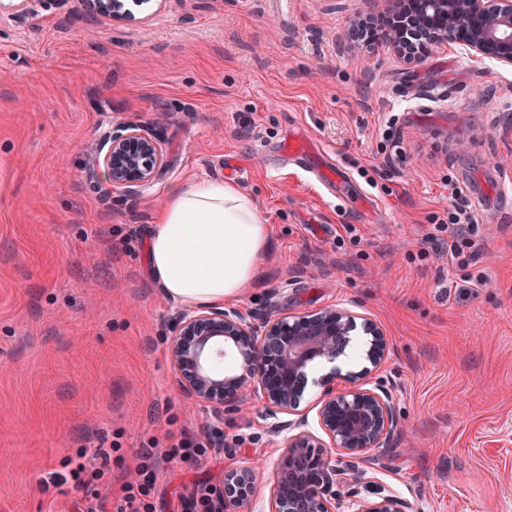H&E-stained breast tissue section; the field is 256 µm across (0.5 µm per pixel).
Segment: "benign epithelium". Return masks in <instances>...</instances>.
Listing matches in <instances>:
<instances>
[{
    "mask_svg": "<svg viewBox=\"0 0 512 512\" xmlns=\"http://www.w3.org/2000/svg\"><path fill=\"white\" fill-rule=\"evenodd\" d=\"M92 18L130 20L124 0H80ZM410 23L430 44L459 43L475 56L512 65V0H418ZM168 168L161 125L117 122L88 166L97 187L139 194ZM364 338L366 365L342 371L339 361L355 332ZM232 358L216 374V350ZM168 357L182 395L222 421L248 400L283 434V455L269 490L270 512H410L392 491L364 496L356 488L367 471H352L371 452L392 446L394 388L373 375L390 353L383 328L352 308L329 305L292 315H257L235 306L180 313L171 324ZM316 427L308 426L307 410ZM253 468L243 464L210 486L212 512H249L256 494Z\"/></svg>",
    "mask_w": 512,
    "mask_h": 512,
    "instance_id": "benign-epithelium-1",
    "label": "benign epithelium"
}]
</instances>
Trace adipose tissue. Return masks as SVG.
Segmentation results:
<instances>
[{"mask_svg": "<svg viewBox=\"0 0 512 512\" xmlns=\"http://www.w3.org/2000/svg\"><path fill=\"white\" fill-rule=\"evenodd\" d=\"M269 237L254 200L236 184L172 186L148 240L151 277L178 305H223L253 287Z\"/></svg>", "mask_w": 512, "mask_h": 512, "instance_id": "adipose-tissue-1", "label": "adipose tissue"}]
</instances>
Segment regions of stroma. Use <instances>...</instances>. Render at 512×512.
<instances>
[{"mask_svg": "<svg viewBox=\"0 0 512 512\" xmlns=\"http://www.w3.org/2000/svg\"><path fill=\"white\" fill-rule=\"evenodd\" d=\"M0 0V512H69L53 484L78 448H108L120 489L168 433L210 427L218 460L161 467L157 512L197 479L255 464L251 512H268L281 438L261 416L221 422L182 397L167 347L180 306L148 272L144 243L174 183L226 179L268 220L260 314L345 304L392 351L398 435L374 483L413 512H512V68L448 44L408 65L385 44L339 52L352 19L390 0H145L133 21L60 22L53 0ZM161 122L168 170L104 201L87 179L113 123ZM306 131L380 215L338 211L280 144ZM461 190L476 263L425 240ZM485 274L476 290L444 284Z\"/></svg>", "mask_w": 512, "mask_h": 512, "instance_id": "1", "label": "stroma"}]
</instances>
